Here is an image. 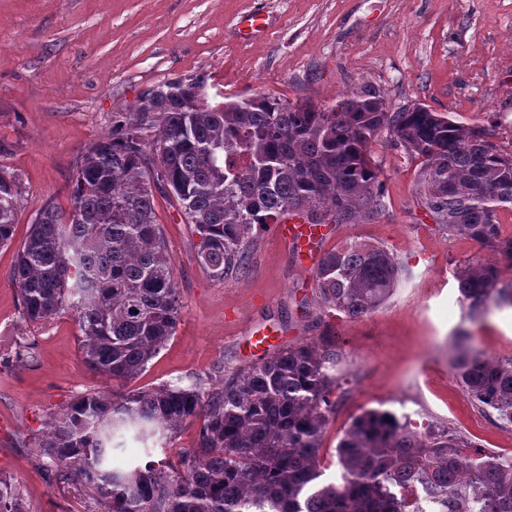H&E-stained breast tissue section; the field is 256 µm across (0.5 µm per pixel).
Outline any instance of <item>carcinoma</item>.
<instances>
[{"label": "carcinoma", "instance_id": "1", "mask_svg": "<svg viewBox=\"0 0 512 512\" xmlns=\"http://www.w3.org/2000/svg\"><path fill=\"white\" fill-rule=\"evenodd\" d=\"M206 75L167 80L160 112L134 111L90 143L71 183L70 205L45 206L19 248L11 277L23 315L45 321L72 311L85 364L116 382L141 373L175 335L181 309L153 187L164 183L198 242L196 261L224 279L245 269L258 229L292 216L309 224H356L385 209L371 144L385 140L419 160L418 205L444 232L464 235L512 263L498 211L512 209V154L482 129L418 108L392 110L383 94L353 92L326 108L273 94L215 106L193 95ZM161 168L151 163L158 145ZM19 175L0 172V247L17 224ZM406 268L381 244L351 239L320 258L321 303L349 317L376 312ZM470 317L512 307V279L477 262L458 275ZM338 357L313 344L290 347L224 374L206 391L163 385L118 398L74 400L39 439L59 483L106 512H410L403 490L466 501L473 512H512V456L465 454L442 424L369 409L337 446L339 475L322 479L321 440L341 388ZM454 368L470 396L512 426V359L463 353ZM200 423L197 447L178 459L112 470L124 430L166 440ZM0 512H26L0 478Z\"/></svg>", "mask_w": 512, "mask_h": 512}]
</instances>
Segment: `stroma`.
Returning a JSON list of instances; mask_svg holds the SVG:
<instances>
[{
  "instance_id": "obj_1",
  "label": "stroma",
  "mask_w": 512,
  "mask_h": 512,
  "mask_svg": "<svg viewBox=\"0 0 512 512\" xmlns=\"http://www.w3.org/2000/svg\"><path fill=\"white\" fill-rule=\"evenodd\" d=\"M251 15L265 20L255 36L242 24ZM201 72L213 104L266 92L329 107L368 86L393 107L443 113L512 150V0H0V170L22 181L13 241L0 248V477L27 512L95 508L57 484L37 451L74 399L219 386L225 370L256 361V334L276 352L313 344L339 353L345 379L322 442L328 476L344 429L366 409L445 423L474 451L512 455V427L469 396L453 367L461 346L512 358V309L470 319L456 280L471 262L502 258L438 228L417 203L416 162L383 141L371 148L382 214L323 225L312 250L282 245L265 226L242 276L209 277L179 205L156 194L181 310L175 335L135 378L113 382L83 362L71 313L24 318L10 269L35 215L49 204L68 209L84 148L110 134L146 91ZM356 237L393 252L408 277L378 311L350 318L321 305L313 271L320 255ZM19 342L32 344L35 358L8 364ZM198 430L185 424L167 442L116 436L112 465L177 456L196 447Z\"/></svg>"
}]
</instances>
